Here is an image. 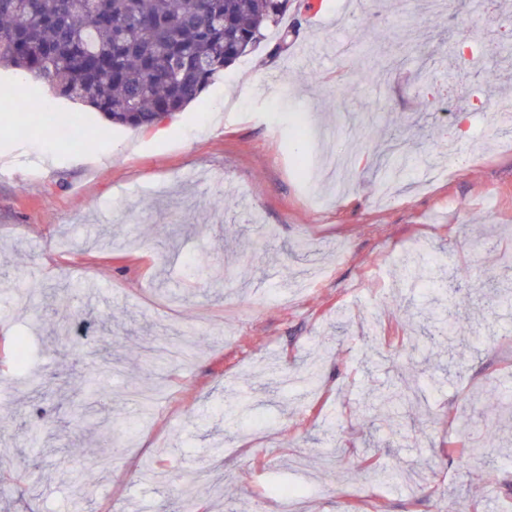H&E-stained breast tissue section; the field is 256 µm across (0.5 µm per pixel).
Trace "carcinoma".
<instances>
[{
    "label": "carcinoma",
    "mask_w": 512,
    "mask_h": 512,
    "mask_svg": "<svg viewBox=\"0 0 512 512\" xmlns=\"http://www.w3.org/2000/svg\"><path fill=\"white\" fill-rule=\"evenodd\" d=\"M289 0H0V67L111 123L149 128L196 100L271 31Z\"/></svg>",
    "instance_id": "1"
}]
</instances>
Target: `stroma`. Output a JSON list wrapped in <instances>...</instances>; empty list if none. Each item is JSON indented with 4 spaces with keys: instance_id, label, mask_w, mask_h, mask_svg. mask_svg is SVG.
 I'll return each mask as SVG.
<instances>
[{
    "instance_id": "obj_1",
    "label": "stroma",
    "mask_w": 512,
    "mask_h": 512,
    "mask_svg": "<svg viewBox=\"0 0 512 512\" xmlns=\"http://www.w3.org/2000/svg\"><path fill=\"white\" fill-rule=\"evenodd\" d=\"M385 2L388 26L365 36L290 8L288 46L312 44L313 60L270 59L269 33L148 129L66 98L51 107L79 129L0 113V512H75L81 497L90 512H176L190 476L196 512H284L279 486L299 512H512V306L496 296L512 290V153L488 108L512 99V32L494 58L462 59L480 56L485 17L512 11ZM301 108L311 165L359 153L346 187L294 170ZM397 126L410 162L384 200L371 155ZM452 144L478 164L425 188ZM420 242L445 270L433 289L399 268ZM448 299L454 337L434 313ZM176 340L191 363L155 355ZM403 384L415 400L383 412ZM238 400L249 415L226 418ZM96 401L111 434L76 425ZM491 427L505 438L492 448ZM461 448L494 466L464 469Z\"/></svg>"
}]
</instances>
